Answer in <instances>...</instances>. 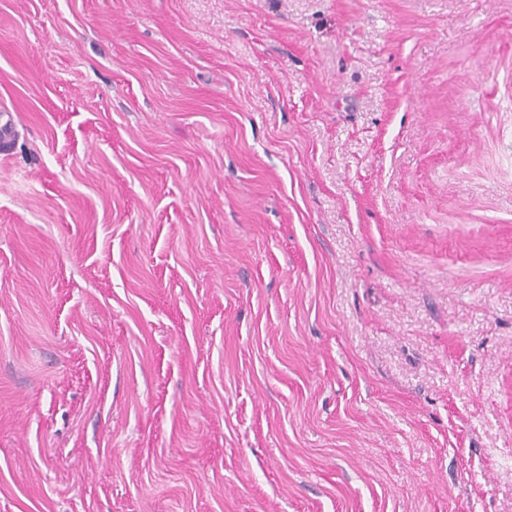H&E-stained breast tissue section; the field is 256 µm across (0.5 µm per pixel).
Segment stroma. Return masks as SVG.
I'll use <instances>...</instances> for the list:
<instances>
[{
	"label": "stroma",
	"instance_id": "stroma-1",
	"mask_svg": "<svg viewBox=\"0 0 512 512\" xmlns=\"http://www.w3.org/2000/svg\"><path fill=\"white\" fill-rule=\"evenodd\" d=\"M0 512H512V0H0Z\"/></svg>",
	"mask_w": 512,
	"mask_h": 512
}]
</instances>
